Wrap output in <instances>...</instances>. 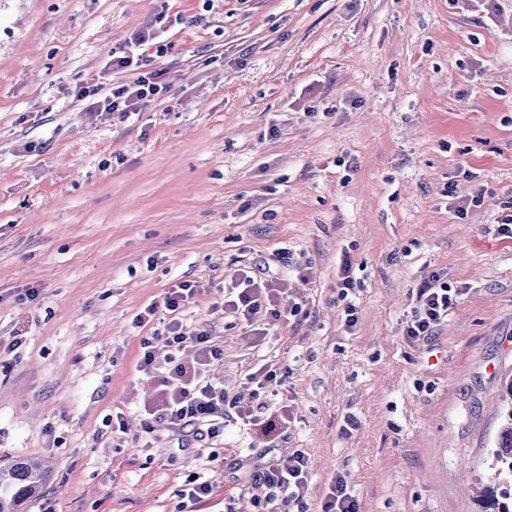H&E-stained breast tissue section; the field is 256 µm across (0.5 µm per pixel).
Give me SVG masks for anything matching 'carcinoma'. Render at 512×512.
<instances>
[{
	"instance_id": "carcinoma-1",
	"label": "carcinoma",
	"mask_w": 512,
	"mask_h": 512,
	"mask_svg": "<svg viewBox=\"0 0 512 512\" xmlns=\"http://www.w3.org/2000/svg\"><path fill=\"white\" fill-rule=\"evenodd\" d=\"M501 426L491 449L492 473L481 488L483 512H512V379L501 394ZM49 477L35 460L18 459L0 465V512H21Z\"/></svg>"
}]
</instances>
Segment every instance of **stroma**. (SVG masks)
Listing matches in <instances>:
<instances>
[{"mask_svg": "<svg viewBox=\"0 0 512 512\" xmlns=\"http://www.w3.org/2000/svg\"><path fill=\"white\" fill-rule=\"evenodd\" d=\"M139 31L172 44L147 50L165 92L90 118L77 90L132 82L112 53ZM508 214L512 0H0V336L24 334L0 364V458L53 469L24 512H178L195 472L214 485L200 512L228 496L298 512L256 503L235 462L257 442L235 413L206 466L164 421L139 438L155 383L132 321L198 279L182 316L223 347L228 397L249 396L258 364L280 371L294 419L277 446L310 458L307 512L338 475L360 512H482L463 479L489 469L512 377ZM262 260L302 311L256 343L219 300ZM434 272L457 295L413 342Z\"/></svg>", "mask_w": 512, "mask_h": 512, "instance_id": "stroma-1", "label": "stroma"}]
</instances>
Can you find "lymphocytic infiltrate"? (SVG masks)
<instances>
[{
	"label": "lymphocytic infiltrate",
	"mask_w": 512,
	"mask_h": 512,
	"mask_svg": "<svg viewBox=\"0 0 512 512\" xmlns=\"http://www.w3.org/2000/svg\"><path fill=\"white\" fill-rule=\"evenodd\" d=\"M149 40L147 34H134L120 55L113 57V68H130L138 76L131 83L112 88L110 94L96 97L89 103V111L124 116L141 111L161 92L156 73L146 71L141 53ZM287 285L286 279L276 277L269 263L262 261L225 288L222 304L225 311L250 326L252 336L262 340L268 334L265 322L300 311L299 304L286 300ZM203 290L199 281L174 283L166 288L161 302L149 304L134 320L136 327L151 329L150 335L140 341L137 368L158 381L154 396L142 405L146 419L143 429L151 431L152 420L161 418L173 431H189L215 442L223 438L224 418L232 411L267 444L287 429L290 420L288 405L272 407L262 398L267 382L276 377L277 371L265 363L247 375L246 383L253 388L250 401L227 398L223 382L214 375L215 366L224 358L223 349L214 342L210 329L187 324L181 318L183 309ZM416 298L418 305L406 334L409 339L424 340L447 317L452 298L447 283L436 275L421 284ZM161 309L169 318L157 328L152 321ZM237 466L248 470L254 489L265 490L267 502L282 498L303 503L311 477L310 459L304 451H295L283 462L267 446L260 456L246 455Z\"/></svg>",
	"instance_id": "obj_1"
}]
</instances>
